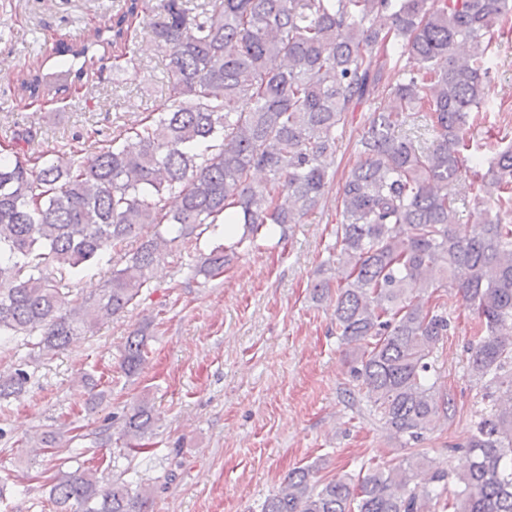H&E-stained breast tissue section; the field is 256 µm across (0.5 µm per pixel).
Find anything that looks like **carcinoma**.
<instances>
[{
	"mask_svg": "<svg viewBox=\"0 0 512 512\" xmlns=\"http://www.w3.org/2000/svg\"><path fill=\"white\" fill-rule=\"evenodd\" d=\"M145 12L144 0H124L55 53L68 57L77 81L107 55L119 69L134 61ZM511 13L512 0H208L199 12L164 0L148 26L168 52V111L86 160L70 147L47 160L3 145L14 158L0 157V340L36 336L39 352L54 355L122 313L161 257L198 229L243 225L236 242L190 268L210 279L249 235L302 223L329 191L322 157L382 78L372 52L390 44L404 79L391 88V108L363 127L338 197L336 267L318 270L310 295L333 302L336 336L349 347V396L401 447L417 445L451 406L435 393L432 361L451 325V290L478 318L468 373L493 405L463 445L470 464L462 472L419 452L362 476L317 479L305 466L288 473L262 512H512V224L494 215L512 202V143L483 174L466 138L470 113L486 101L497 22ZM380 14L392 20L386 30L372 23ZM460 40L473 46L466 58L455 53ZM42 71L39 57L19 71L20 99L43 105L70 92ZM418 117L428 146L403 132ZM253 170L266 172L265 185H251ZM466 173L478 183L479 216L461 237L451 187ZM167 196L176 209L162 206ZM131 239L136 248L95 297L70 299L45 272L90 267ZM426 294L436 295L434 306ZM149 338L147 324L127 337L126 374L145 363ZM29 380L22 368L0 373V401L23 394ZM117 419L132 451L155 427L146 397ZM50 500L56 512H148L149 504L145 488L102 487L80 467L58 470Z\"/></svg>",
	"mask_w": 512,
	"mask_h": 512,
	"instance_id": "obj_1",
	"label": "carcinoma"
}]
</instances>
